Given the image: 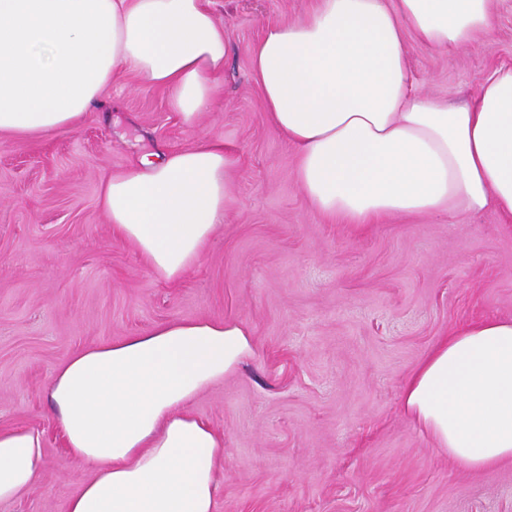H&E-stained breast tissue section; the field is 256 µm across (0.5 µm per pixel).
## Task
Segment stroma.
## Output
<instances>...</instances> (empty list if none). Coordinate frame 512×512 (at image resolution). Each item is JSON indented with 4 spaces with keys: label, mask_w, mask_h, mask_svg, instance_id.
I'll list each match as a JSON object with an SVG mask.
<instances>
[{
    "label": "stroma",
    "mask_w": 512,
    "mask_h": 512,
    "mask_svg": "<svg viewBox=\"0 0 512 512\" xmlns=\"http://www.w3.org/2000/svg\"><path fill=\"white\" fill-rule=\"evenodd\" d=\"M229 53L212 106L184 123L166 91L119 75L75 129L0 138V428L42 432L37 482L0 512H67L94 474L69 457L47 400L63 360L173 320L234 319L254 354L189 411L224 436L215 512H512V461L460 468L406 414L405 383L452 329L512 318V219L393 216L358 229L324 218L297 155L267 122L249 48L265 23L313 0H207ZM424 96L469 102L512 66V0L439 52L407 40ZM224 142V219L180 281L155 278L112 235L100 187L140 156Z\"/></svg>",
    "instance_id": "stroma-1"
}]
</instances>
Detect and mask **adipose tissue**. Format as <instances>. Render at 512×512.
<instances>
[{
	"label": "adipose tissue",
	"mask_w": 512,
	"mask_h": 512,
	"mask_svg": "<svg viewBox=\"0 0 512 512\" xmlns=\"http://www.w3.org/2000/svg\"><path fill=\"white\" fill-rule=\"evenodd\" d=\"M489 20L490 0H317L304 21L264 26L250 57L266 118L295 149V177L321 213L360 227L390 214L512 217V68L464 105L410 90L406 34L452 51ZM226 55L203 0H0V138L74 129L121 72L166 90L194 123ZM233 163L209 141L107 178L113 234L157 279L181 280L224 217ZM253 352L244 323L196 319L68 356L48 398L70 455L94 469L68 512H215L224 437L187 405ZM403 402L461 467L512 460V319L438 341ZM44 465L40 431L0 429V503Z\"/></svg>",
	"instance_id": "adipose-tissue-1"
}]
</instances>
